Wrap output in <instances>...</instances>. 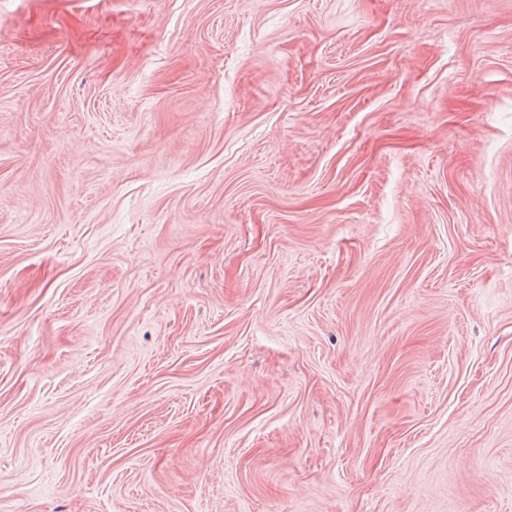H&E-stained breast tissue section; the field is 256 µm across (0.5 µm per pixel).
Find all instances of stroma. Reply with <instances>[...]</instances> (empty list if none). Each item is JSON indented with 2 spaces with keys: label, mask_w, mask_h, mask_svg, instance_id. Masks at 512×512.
<instances>
[{
  "label": "stroma",
  "mask_w": 512,
  "mask_h": 512,
  "mask_svg": "<svg viewBox=\"0 0 512 512\" xmlns=\"http://www.w3.org/2000/svg\"><path fill=\"white\" fill-rule=\"evenodd\" d=\"M0 512H512V0H0Z\"/></svg>",
  "instance_id": "1"
}]
</instances>
